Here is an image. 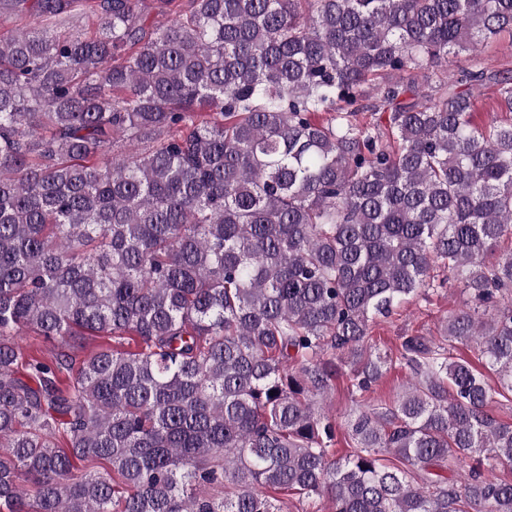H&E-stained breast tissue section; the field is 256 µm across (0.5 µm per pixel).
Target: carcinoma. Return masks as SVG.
Segmentation results:
<instances>
[{
  "label": "carcinoma",
  "instance_id": "obj_1",
  "mask_svg": "<svg viewBox=\"0 0 512 512\" xmlns=\"http://www.w3.org/2000/svg\"><path fill=\"white\" fill-rule=\"evenodd\" d=\"M87 2L0 0L34 18L0 39V512H512L485 474L512 466V67L482 59L512 0H189L152 30L95 0L96 34L58 29ZM446 283L469 304L402 337L411 386L335 458L314 400L345 366L369 392L371 324ZM84 334L112 344L76 368ZM21 336H23L21 346L25 356L29 353H34L50 361L59 350L57 342L48 340L44 336H37L29 331L24 332ZM273 496L285 502L283 512H329V504L326 500H317L315 505H312L308 500H298L297 496L283 495V493H276Z\"/></svg>",
  "mask_w": 512,
  "mask_h": 512
}]
</instances>
